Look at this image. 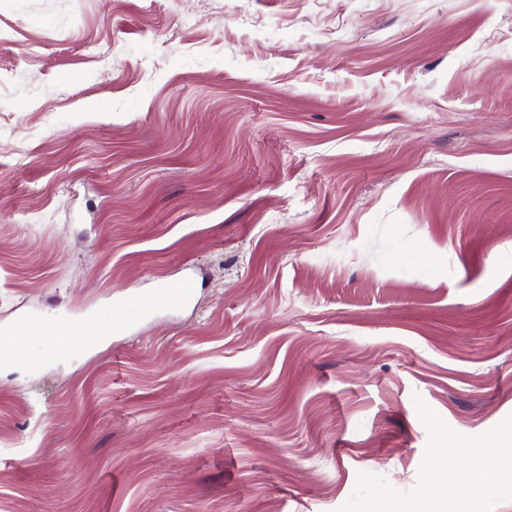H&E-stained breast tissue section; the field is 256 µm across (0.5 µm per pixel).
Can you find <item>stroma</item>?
<instances>
[{
  "label": "stroma",
  "instance_id": "35a3bbf8",
  "mask_svg": "<svg viewBox=\"0 0 512 512\" xmlns=\"http://www.w3.org/2000/svg\"><path fill=\"white\" fill-rule=\"evenodd\" d=\"M0 512H336L412 401L512 413V0H0ZM196 288L193 279L183 277L163 282L149 296L127 299L124 306L126 313L112 320L113 331L121 330L130 318L188 302ZM55 348L58 356L72 355L77 351L92 347L97 337L91 332L83 334V338L74 339L70 337L67 328H60L55 335Z\"/></svg>",
  "mask_w": 512,
  "mask_h": 512
}]
</instances>
